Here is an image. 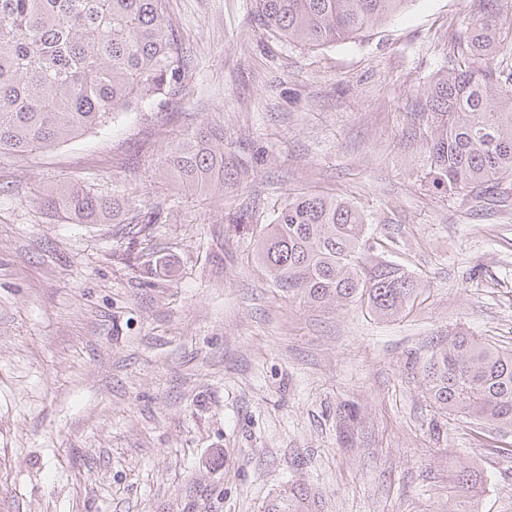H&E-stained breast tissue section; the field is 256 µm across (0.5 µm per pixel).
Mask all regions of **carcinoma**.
Listing matches in <instances>:
<instances>
[{"mask_svg":"<svg viewBox=\"0 0 512 512\" xmlns=\"http://www.w3.org/2000/svg\"><path fill=\"white\" fill-rule=\"evenodd\" d=\"M411 0H255V20L270 34L304 46L352 40L399 15ZM459 20L445 64L411 99L409 135L427 154L432 185L484 199L512 179V0H478ZM189 69L167 0H0V154H24L102 127L121 112L156 109L181 92ZM163 166L191 193L224 196L248 177L224 144V129L203 124L164 152ZM48 211L80 224H132L152 278L167 261L153 258L163 211L61 185L42 199ZM365 214L334 197L300 195L260 225L254 259L274 287L315 307L358 303L377 319L414 305L412 274L377 258ZM433 407L477 425L512 431V349L465 331L448 338L423 365ZM456 512H474L483 483L473 467L451 476ZM264 512H319L316 496L295 482Z\"/></svg>","mask_w":512,"mask_h":512,"instance_id":"1","label":"carcinoma"}]
</instances>
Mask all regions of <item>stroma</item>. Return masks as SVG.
<instances>
[{
	"mask_svg": "<svg viewBox=\"0 0 512 512\" xmlns=\"http://www.w3.org/2000/svg\"><path fill=\"white\" fill-rule=\"evenodd\" d=\"M253 0H168L192 63L176 103L123 112L57 146L0 155V512H263L300 480L321 512H512V433L432 407L422 365L461 330L512 349L509 200L433 187L404 130L475 0H412L357 40L317 48L260 29ZM250 176L224 197L164 170L201 124ZM74 181L161 206L169 267L139 276L125 224H77L37 200ZM354 203L420 288L379 321L273 288L244 214L287 196ZM450 481L458 503V509L455 512H473L475 498L483 483L480 472L473 467L464 466L453 473Z\"/></svg>",
	"mask_w": 512,
	"mask_h": 512,
	"instance_id": "obj_1",
	"label": "stroma"
}]
</instances>
